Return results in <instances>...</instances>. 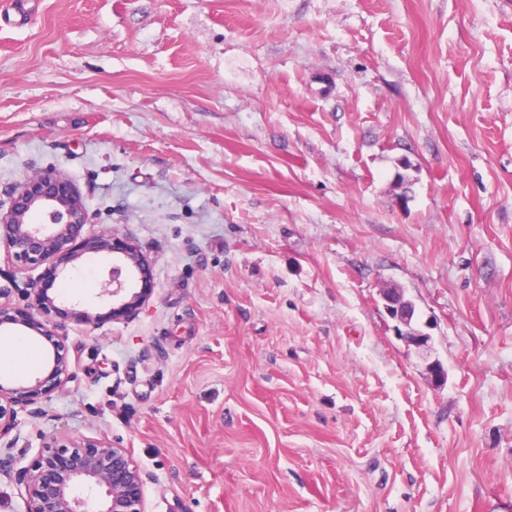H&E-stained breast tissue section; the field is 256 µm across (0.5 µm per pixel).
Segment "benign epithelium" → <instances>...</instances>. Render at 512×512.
<instances>
[{"label":"benign epithelium","instance_id":"7a95c632","mask_svg":"<svg viewBox=\"0 0 512 512\" xmlns=\"http://www.w3.org/2000/svg\"><path fill=\"white\" fill-rule=\"evenodd\" d=\"M89 215L78 190L59 172L35 173L12 193L7 209L0 208V249L19 271L42 265L57 271L85 254H110L112 265L100 295L112 298V319L131 318L152 291V272L144 254L129 242H116L103 232L83 235ZM54 287L47 278L14 284L36 315L0 302V325L20 324L53 340L54 355L44 376L21 389L0 384V441L13 449L18 438L17 408L41 413L39 404L72 375L66 335L53 322L54 301L45 290ZM397 288L383 292L385 309L400 326L397 336L424 359L430 357V336L413 327L415 306L402 299ZM14 480L23 502L22 512H145V479L128 450L105 439L80 442L51 437L32 462L18 469Z\"/></svg>","mask_w":512,"mask_h":512}]
</instances>
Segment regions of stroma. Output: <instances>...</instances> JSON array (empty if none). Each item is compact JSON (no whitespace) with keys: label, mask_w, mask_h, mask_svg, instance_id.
I'll return each instance as SVG.
<instances>
[{"label":"stroma","mask_w":512,"mask_h":512,"mask_svg":"<svg viewBox=\"0 0 512 512\" xmlns=\"http://www.w3.org/2000/svg\"><path fill=\"white\" fill-rule=\"evenodd\" d=\"M49 168L153 291L60 275L75 375L13 468L103 438L147 512H512V0H30L0 200ZM401 295L403 292L397 288L384 290L385 309L391 319L395 320L402 329L399 327L395 329L398 338L408 346H412L422 358L427 360L430 357L428 345L430 337L413 327L415 306L411 302L404 301Z\"/></svg>","instance_id":"35a3bbf8"}]
</instances>
